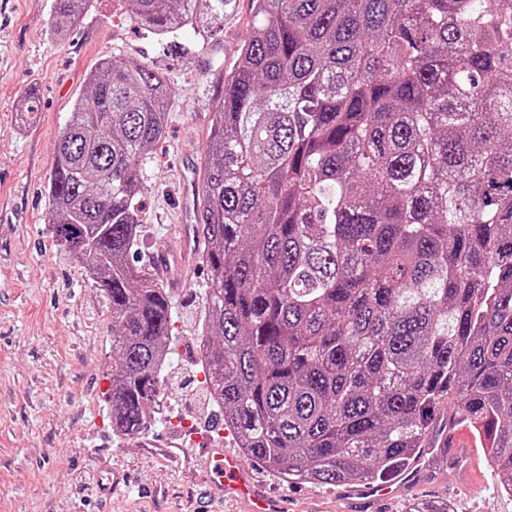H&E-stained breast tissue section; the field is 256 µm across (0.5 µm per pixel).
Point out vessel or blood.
<instances>
[{
	"label": "vessel or blood",
	"mask_w": 512,
	"mask_h": 512,
	"mask_svg": "<svg viewBox=\"0 0 512 512\" xmlns=\"http://www.w3.org/2000/svg\"><path fill=\"white\" fill-rule=\"evenodd\" d=\"M206 454L207 476L221 486L226 498L246 500L248 512H285L281 499L256 482L239 456L219 447L207 449Z\"/></svg>",
	"instance_id": "vessel-or-blood-1"
}]
</instances>
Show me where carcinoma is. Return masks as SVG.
<instances>
[{"mask_svg":"<svg viewBox=\"0 0 512 512\" xmlns=\"http://www.w3.org/2000/svg\"><path fill=\"white\" fill-rule=\"evenodd\" d=\"M233 0H123L212 37ZM92 0H54L66 36ZM220 73L198 229L215 419L286 483L406 469L448 409L512 495V0H252ZM173 92L107 57L54 145L47 223L112 308V434L166 393L171 297L135 200ZM405 512H455L416 500Z\"/></svg>","mask_w":512,"mask_h":512,"instance_id":"1","label":"carcinoma"}]
</instances>
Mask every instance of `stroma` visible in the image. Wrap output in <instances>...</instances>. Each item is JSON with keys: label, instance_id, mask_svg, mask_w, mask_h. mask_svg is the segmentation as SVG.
Instances as JSON below:
<instances>
[{"label": "stroma", "instance_id": "stroma-1", "mask_svg": "<svg viewBox=\"0 0 512 512\" xmlns=\"http://www.w3.org/2000/svg\"><path fill=\"white\" fill-rule=\"evenodd\" d=\"M52 3L0 0V512H241L206 481L202 448L235 444L207 427L201 375L184 367L182 350L204 318L206 270L202 255L183 258L181 227L197 220L194 183L215 84L250 35L251 2L236 0L223 35L204 39L186 28L164 40L130 23L120 0H94L62 40L51 29ZM112 55L147 63L174 89L165 133L143 165L137 258L166 265L173 322L165 404L180 424L196 425L189 446L177 426L113 436L112 309L45 222L54 144L90 73ZM30 92L40 110L26 123L17 105ZM418 468L386 501L364 497L357 482L289 485L262 466L253 471L288 512H405L421 497L448 500L457 512H512V495L487 463L436 448Z\"/></svg>", "mask_w": 512, "mask_h": 512}]
</instances>
